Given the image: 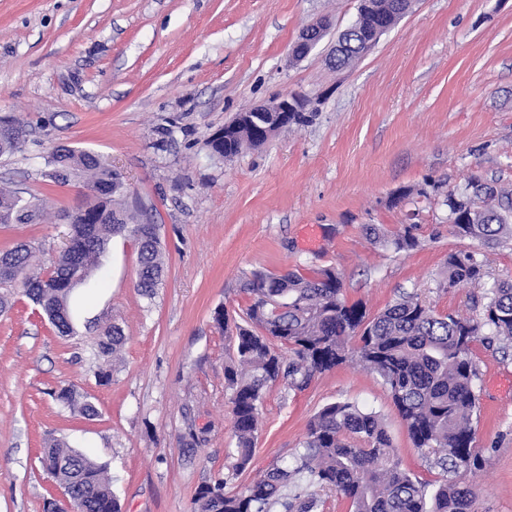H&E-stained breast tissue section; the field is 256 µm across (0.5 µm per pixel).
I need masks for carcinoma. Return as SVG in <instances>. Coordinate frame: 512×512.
Instances as JSON below:
<instances>
[{
	"label": "carcinoma",
	"instance_id": "carcinoma-1",
	"mask_svg": "<svg viewBox=\"0 0 512 512\" xmlns=\"http://www.w3.org/2000/svg\"><path fill=\"white\" fill-rule=\"evenodd\" d=\"M380 23L378 14L366 10L350 28L365 41ZM261 120L253 112L238 113L235 130L214 145L215 152L234 157L246 146H260ZM50 165L48 177L54 183L80 175L87 177V186L107 185L109 190L92 194L93 202L74 218L69 242L47 274L29 273L35 253L20 245L0 254V260L11 264L0 269V284L20 285L60 331L57 311L68 310L73 289L54 287L63 266L73 261L86 277L98 266L110 239L129 234L138 245L137 289L141 296L153 298L164 277L159 225L132 223L122 199L123 182L112 177V169L102 165L94 152L60 148L51 155ZM469 202L467 194L448 199V214L463 211L467 218L465 224L449 225L452 234L483 245L512 240L511 192L489 187L480 204L471 208ZM1 209L3 224H31L38 217L37 208L12 191L0 190ZM446 267L450 287L486 276L485 262L471 253L448 254ZM243 289L253 301L242 323L234 324V357L224 366V380L231 390L236 472L245 471L252 461L260 409L271 384L282 378L301 388L315 374L351 360L382 380L413 447L434 454L436 465L455 478L431 488L412 477L394 460L393 441L381 416L338 401L324 405L309 420L304 453L294 468L275 467L261 481L233 491L223 480L202 485L196 493L198 512H268L297 480L336 489L348 500L351 512H473L475 492L462 476L482 467L484 459L474 445L478 369L471 345L484 328L490 331L489 341L512 342L511 276L490 285L479 319L438 314L413 296L371 316L362 303L346 301L342 277L333 267L312 276L297 270H254ZM124 341L123 331L114 325L97 338L93 356L114 355ZM276 342L292 353L290 362L275 350ZM54 397L86 419L99 415L92 401L70 388L60 389ZM42 463L67 484L78 512H119L104 465L58 439L45 441ZM284 507L314 512L316 501L295 493Z\"/></svg>",
	"mask_w": 512,
	"mask_h": 512
}]
</instances>
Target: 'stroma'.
Here are the masks:
<instances>
[{"label": "stroma", "mask_w": 512, "mask_h": 512, "mask_svg": "<svg viewBox=\"0 0 512 512\" xmlns=\"http://www.w3.org/2000/svg\"><path fill=\"white\" fill-rule=\"evenodd\" d=\"M359 0H0V117L24 122L0 155V188L40 204L32 224H0V252L26 242L42 266L64 247L69 217L90 201L83 180L50 183L59 146L98 153L128 201L160 226L166 276L153 299L135 288L138 246L116 236L69 298L75 333L59 335L11 287L0 313V512H46L60 488L40 458L67 441L112 478L121 512H197L206 483L236 488L302 453L325 404L351 401L384 419L403 469L435 484L434 455L413 447L381 379L349 362L307 386L275 382L262 404L251 464L235 474L224 364L253 270L311 274L330 266L348 302L374 315L406 294L439 314L479 316L487 282L449 287L452 252L482 254L489 280L512 277V241L453 235L448 194L478 177L512 191V0H417L411 13L343 68L331 52ZM329 30L296 61L289 47L317 20ZM309 120L224 160L209 137L236 113L285 92ZM382 228L373 241L365 227ZM411 230L418 245L396 250ZM119 359L92 358L106 326ZM475 446L465 480L474 512H512V343L477 339ZM72 388L87 420L53 397Z\"/></svg>", "instance_id": "stroma-1"}]
</instances>
